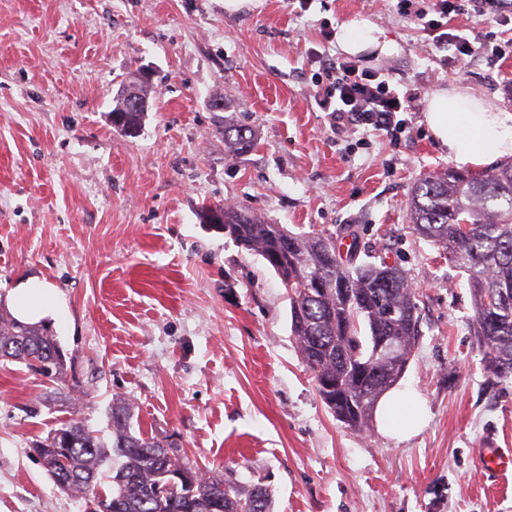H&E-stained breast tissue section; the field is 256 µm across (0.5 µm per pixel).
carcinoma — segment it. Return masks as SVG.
Here are the masks:
<instances>
[{"mask_svg":"<svg viewBox=\"0 0 512 512\" xmlns=\"http://www.w3.org/2000/svg\"><path fill=\"white\" fill-rule=\"evenodd\" d=\"M143 112L123 113L118 131L141 129ZM224 147L237 154L254 143L252 131L219 120ZM226 235L261 257L286 289L290 330L313 374L322 402L336 420L354 431L372 422L385 391L404 373L418 340L417 294L398 266L360 257L357 236L341 252L336 238L293 232L258 217L244 205L222 208ZM410 228L446 251L467 274L474 307V334L484 349V370L512 376V160L482 173L450 168L421 177L408 200ZM392 336L398 354L376 353L378 337ZM0 361L25 365L64 382V355L49 328L24 324L0 311ZM112 445L107 446L79 418L36 441L33 452L65 493L86 501V512H271L265 488L247 491L219 473L198 477V469L166 440L135 426L131 405L112 401ZM121 458L99 490L101 469Z\"/></svg>","mask_w":512,"mask_h":512,"instance_id":"1","label":"carcinoma"}]
</instances>
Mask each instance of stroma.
<instances>
[{"instance_id": "1", "label": "stroma", "mask_w": 512, "mask_h": 512, "mask_svg": "<svg viewBox=\"0 0 512 512\" xmlns=\"http://www.w3.org/2000/svg\"><path fill=\"white\" fill-rule=\"evenodd\" d=\"M365 18L399 46L359 63L417 94L409 134L336 133L315 102L326 38ZM398 0H0V299L37 276L64 295L52 327L67 378L0 363V512H84L32 444L78 414L109 439L113 399L144 432L239 487L268 488L273 512H512V377H488L467 276L411 230L416 180L451 167L425 101L462 80L512 111V55L453 74ZM156 72L133 137L113 128L130 69ZM255 132L227 155L208 107ZM232 200L270 222L345 236L402 266L418 291L420 338L400 385L425 402L408 438L346 428L322 403L289 328L280 279L201 207Z\"/></svg>"}]
</instances>
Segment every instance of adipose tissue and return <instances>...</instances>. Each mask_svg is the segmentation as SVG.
<instances>
[{
    "label": "adipose tissue",
    "instance_id": "obj_1",
    "mask_svg": "<svg viewBox=\"0 0 512 512\" xmlns=\"http://www.w3.org/2000/svg\"><path fill=\"white\" fill-rule=\"evenodd\" d=\"M338 49L349 56L366 53L390 55L397 43L366 19L341 25ZM424 122L436 141L456 164L476 168L512 157V112L501 108L473 88L454 81L436 88L424 109ZM15 318L28 324H46L61 313L64 300L45 281L30 277L8 294ZM421 397L412 387L388 390L378 401L375 416L386 435L406 437L426 424Z\"/></svg>",
    "mask_w": 512,
    "mask_h": 512
}]
</instances>
